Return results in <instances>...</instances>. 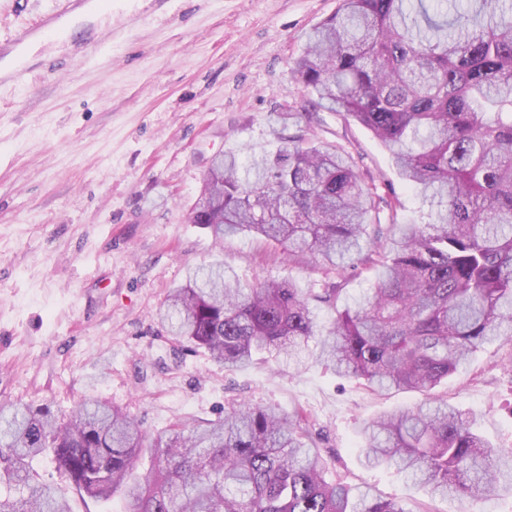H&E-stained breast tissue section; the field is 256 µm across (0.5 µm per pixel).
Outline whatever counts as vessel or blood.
Returning a JSON list of instances; mask_svg holds the SVG:
<instances>
[{
    "label": "vessel or blood",
    "instance_id": "1",
    "mask_svg": "<svg viewBox=\"0 0 512 512\" xmlns=\"http://www.w3.org/2000/svg\"><path fill=\"white\" fill-rule=\"evenodd\" d=\"M102 0H60L59 5L47 13L33 27L17 29L0 52V69L9 79L25 84L33 67L28 63L30 46L37 41L51 42L65 38L69 32H85L88 14H103Z\"/></svg>",
    "mask_w": 512,
    "mask_h": 512
}]
</instances>
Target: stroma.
Listing matches in <instances>:
<instances>
[{"label": "stroma", "mask_w": 512, "mask_h": 512, "mask_svg": "<svg viewBox=\"0 0 512 512\" xmlns=\"http://www.w3.org/2000/svg\"><path fill=\"white\" fill-rule=\"evenodd\" d=\"M340 0H113L112 44L73 59V43L31 50L27 85L0 80V405L69 413L87 398L117 407L151 435L207 420L245 400L301 413L331 478L405 512H512V496L431 497L405 475L365 464L363 421L424 403L375 394L319 363L262 353L229 371L172 341L157 319L196 268L224 262L241 280L316 288L310 257L248 232L216 244L189 215L211 157L275 152L297 130L343 147L384 224L427 221L373 133L336 112H308L291 67ZM293 125L279 122L283 112ZM435 396L488 442L512 448V341L486 344ZM34 469L75 512H122L121 496L82 502L40 457Z\"/></svg>", "instance_id": "35a3bbf8"}]
</instances>
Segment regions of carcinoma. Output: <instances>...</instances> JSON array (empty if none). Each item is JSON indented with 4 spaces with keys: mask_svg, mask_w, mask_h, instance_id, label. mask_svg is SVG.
Returning a JSON list of instances; mask_svg holds the SVG:
<instances>
[{
    "mask_svg": "<svg viewBox=\"0 0 512 512\" xmlns=\"http://www.w3.org/2000/svg\"><path fill=\"white\" fill-rule=\"evenodd\" d=\"M293 74L313 104L370 129L406 185L444 209L433 223L388 225L385 261L378 204L344 149L300 135L247 168L226 154L190 222L217 242L249 231L308 254L324 287L244 286L217 262L172 289L159 320L228 369L283 354L378 393L428 392L485 344L512 338V3L340 0ZM349 269L376 270L377 284L322 330L313 303L336 306ZM362 438L369 464L394 465L434 494L512 493V449L446 404L371 420ZM40 456L82 496L121 493L123 512H405L327 482L300 415L249 403L152 438L96 399L63 419L47 405L0 406V512H73L33 469Z\"/></svg>",
    "mask_w": 512,
    "mask_h": 512,
    "instance_id": "cac0c4a2",
    "label": "carcinoma"
}]
</instances>
